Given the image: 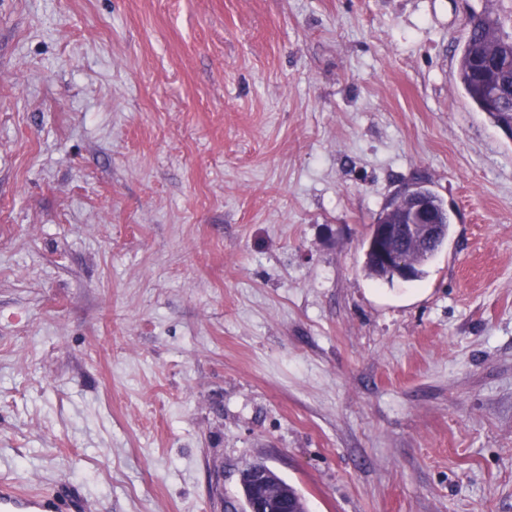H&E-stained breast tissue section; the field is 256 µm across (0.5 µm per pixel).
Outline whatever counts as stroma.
<instances>
[{
    "instance_id": "35a3bbf8",
    "label": "stroma",
    "mask_w": 512,
    "mask_h": 512,
    "mask_svg": "<svg viewBox=\"0 0 512 512\" xmlns=\"http://www.w3.org/2000/svg\"><path fill=\"white\" fill-rule=\"evenodd\" d=\"M512 0H0V478L66 512H512ZM453 217L363 269L385 202ZM468 35L457 65V80L471 104L497 125L512 113V39L505 41L499 19L490 12L474 14L467 23ZM508 89L503 103H496L497 90ZM420 186L401 188L400 192L407 194L411 204L401 214L399 222L389 221L372 224L367 249L377 256L379 265L371 253H364L363 268L367 276L373 279L393 282L394 274L387 269H398L399 280L408 281L412 277L406 264L407 253L417 242L430 248L436 246L442 239L444 225L447 224V237L452 217L441 198L434 192L433 197H425V191ZM423 195H422V194ZM448 219L444 221V217ZM386 269H385V268ZM243 504H230L226 512H301L280 476L263 463H253L239 472Z\"/></svg>"
}]
</instances>
